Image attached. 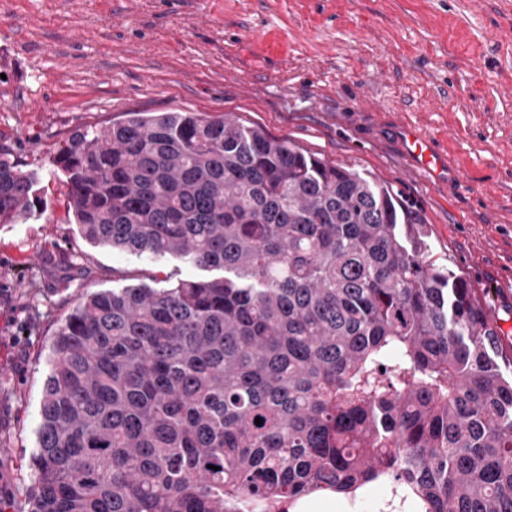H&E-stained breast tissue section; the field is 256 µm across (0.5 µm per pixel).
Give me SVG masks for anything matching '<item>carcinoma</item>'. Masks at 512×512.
Returning <instances> with one entry per match:
<instances>
[{
	"mask_svg": "<svg viewBox=\"0 0 512 512\" xmlns=\"http://www.w3.org/2000/svg\"><path fill=\"white\" fill-rule=\"evenodd\" d=\"M52 164L91 244L224 277L73 308L28 512H293L374 484L404 512H512V341L401 191L195 112L78 128ZM37 183L0 148V224Z\"/></svg>",
	"mask_w": 512,
	"mask_h": 512,
	"instance_id": "obj_1",
	"label": "carcinoma"
}]
</instances>
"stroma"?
Here are the masks:
<instances>
[{
  "mask_svg": "<svg viewBox=\"0 0 512 512\" xmlns=\"http://www.w3.org/2000/svg\"><path fill=\"white\" fill-rule=\"evenodd\" d=\"M233 115L402 191L439 263L485 289L512 336V0H0V146L42 214L0 224V498L27 512L54 336L92 291L208 270L108 251L64 208L51 158L130 112ZM448 156L418 172L398 128Z\"/></svg>",
  "mask_w": 512,
  "mask_h": 512,
  "instance_id": "obj_1",
  "label": "stroma"
}]
</instances>
